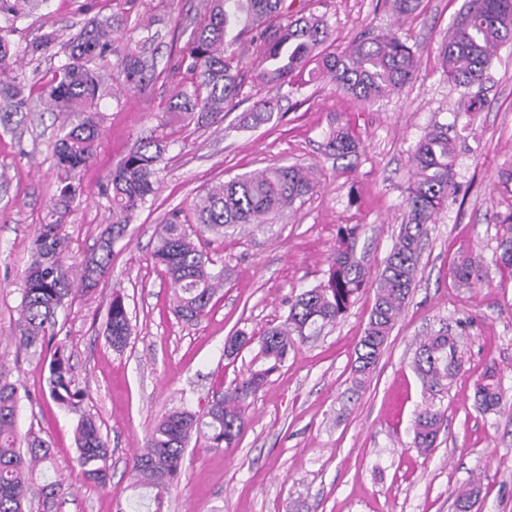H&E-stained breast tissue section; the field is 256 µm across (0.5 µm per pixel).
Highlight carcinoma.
Wrapping results in <instances>:
<instances>
[{"instance_id": "carcinoma-1", "label": "carcinoma", "mask_w": 512, "mask_h": 512, "mask_svg": "<svg viewBox=\"0 0 512 512\" xmlns=\"http://www.w3.org/2000/svg\"><path fill=\"white\" fill-rule=\"evenodd\" d=\"M39 2L44 0H0V112L17 115L30 101L24 85L13 75L19 55L34 57L54 50L62 56L61 65L40 85L36 96L55 112L79 113L78 122L63 127L51 145L57 167L69 176L92 161L101 135L96 114L102 75L93 62L109 55L116 57L112 76L126 87L135 88L146 79L147 70L131 43H147L154 33L152 23L141 24L121 49L112 39V25L95 19L68 39L52 31L19 52L2 32L16 28ZM237 27L253 33V52L262 62L259 77L266 84L280 87L310 67L316 74L330 75L344 93L372 103L399 92L414 77L415 54L394 36L367 32L344 51L326 53L320 47L329 37L327 25L300 14L294 0H206L190 40L164 71L166 80L180 87L166 111L183 112L189 120L205 125L217 122L224 111L234 108L240 90L241 58L231 50L235 39L228 35ZM507 43H512V0H469L464 18L438 51L448 80L464 89L467 111L476 113L484 107V84L494 53ZM276 117V105L260 100L243 125L256 126ZM327 147L344 157L355 152L356 142L348 129L340 127L330 132ZM163 154L159 140L141 138L107 176L112 227L101 246L102 255L82 267L84 281L92 283L95 276L107 272L112 245L123 236L134 214L156 196ZM455 155L448 129L442 125L426 132L412 152L414 181L405 197L410 219L401 225L376 277L375 303L357 349L355 374L360 384L385 350L414 288L429 224L461 191ZM314 188L305 168L272 167L205 190L194 204V229L182 218V210L171 211L158 227L152 258L174 288L175 313L186 320L204 317L224 283V269H215L214 261L197 240L207 233L222 235L238 226L261 228L271 224ZM78 194L73 181H63L53 211L69 209ZM508 233L510 236L500 243L496 263L512 268V225ZM356 235L354 227L340 229L339 247L327 279L296 295L285 321L259 337L252 367L235 380L230 392L216 393L202 412L169 411L154 425L145 452L133 460L131 468L138 485L151 490V512H165L192 436L204 435L211 448H229L238 442L247 426L249 399L285 362L291 337H303L335 323L368 286L367 273L355 256ZM64 250L62 225H40L33 239L34 260L24 276L17 339L19 347L31 349L49 361L50 397L60 407L73 410L81 405L85 394L73 386L70 355L56 325L58 311L75 290L73 271L80 267L75 262L64 264ZM454 277L468 286L480 280L481 265L465 256L454 267ZM106 330L113 348L121 350L127 345L131 320L120 294L112 296L108 306ZM413 367L429 394L413 421V444L427 450L434 447L445 421V411L436 407L434 398L462 369L456 338L445 333L425 337L415 351ZM41 396L43 391L22 389L0 374V512H32L37 467L51 460V446L40 436L27 433L24 449L18 443L21 398L35 402ZM503 397L504 389L492 376L476 390V404L485 413L499 410ZM75 445L77 463L87 480L106 487L111 450L95 416H81ZM63 488L60 479L39 485L43 512H52Z\"/></svg>"}]
</instances>
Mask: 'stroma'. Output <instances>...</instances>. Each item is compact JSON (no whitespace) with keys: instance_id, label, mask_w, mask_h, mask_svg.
Returning <instances> with one entry per match:
<instances>
[{"instance_id":"stroma-1","label":"stroma","mask_w":512,"mask_h":512,"mask_svg":"<svg viewBox=\"0 0 512 512\" xmlns=\"http://www.w3.org/2000/svg\"><path fill=\"white\" fill-rule=\"evenodd\" d=\"M465 2L421 0L416 12L400 15L384 0H301L303 14L330 30L326 51H342L367 31L406 42L418 58L413 81L376 103L343 95L328 77L266 85L255 76L245 34L235 45L247 67L239 103L205 127L166 113L175 89L162 75L185 46L202 0H48L20 22L11 37L19 49L53 30L76 34L94 19H111L118 36L147 21L159 32L139 48L157 71L152 81L135 89L104 85L102 136L76 178L80 195L67 213L51 210L64 178L51 151L62 117L35 99L24 123L0 127V371L30 389L45 387L48 376L47 364L18 352L15 341L37 229L60 221L65 263L97 254L112 224L102 194L106 174L137 136L153 133L165 145L159 194L114 243L107 273L76 290L58 313L86 399L76 411L47 397L20 407L19 433L34 430L50 441L45 476L66 485L55 512H147L128 464L142 454L155 421L176 408L203 410L251 366L256 336L284 321L295 295L326 279L339 226H357V259L371 269L381 264L408 220L411 152L437 123L458 144L463 189L431 226L415 287L370 377L355 383V351L374 303L368 287L335 324L295 338L282 367L251 399L236 446L191 438L167 512H457L458 491L471 485L479 491L471 512H512V271L495 263L512 222V188L497 183L512 163V45L496 52L483 111L465 113L460 89L437 58ZM261 98L278 100L282 118L237 130ZM337 126L350 128L358 143L345 158L327 148ZM274 165L310 168L314 191L266 230L245 227L206 242L226 280L205 317L176 318L172 285L151 258L158 225L171 210L190 211L212 184ZM464 253L480 259L483 271L481 281L460 288L452 270ZM116 293L132 325L119 351L106 333ZM441 330L457 337L463 367L435 398L447 421L424 452L412 443L424 401L413 357L420 338ZM240 331L253 343L226 356L225 340ZM490 373L506 398L498 412L485 414L475 391ZM85 412L99 419L112 448L103 489L86 481L76 462L74 430Z\"/></svg>"}]
</instances>
